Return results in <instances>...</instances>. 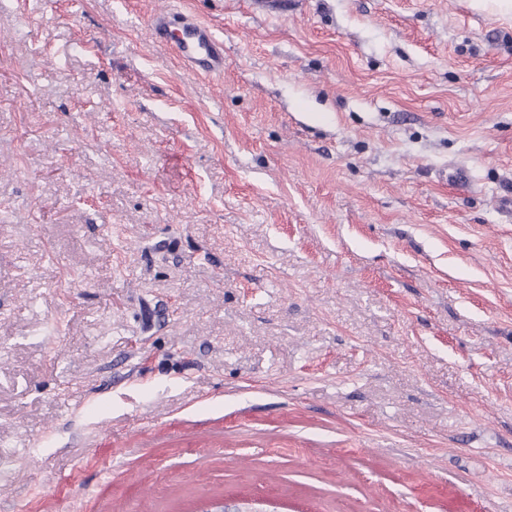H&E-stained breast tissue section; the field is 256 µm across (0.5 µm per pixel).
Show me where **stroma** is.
Segmentation results:
<instances>
[{"label":"stroma","instance_id":"stroma-1","mask_svg":"<svg viewBox=\"0 0 512 512\" xmlns=\"http://www.w3.org/2000/svg\"><path fill=\"white\" fill-rule=\"evenodd\" d=\"M245 500L512 512V12L0 0V512ZM172 15L167 11L155 13L150 20V32L156 43H173L179 59L203 74H224V45L211 29L196 19L182 15V25L171 27Z\"/></svg>","mask_w":512,"mask_h":512}]
</instances>
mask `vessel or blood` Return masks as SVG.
Masks as SVG:
<instances>
[{"label":"vessel or blood","mask_w":512,"mask_h":512,"mask_svg":"<svg viewBox=\"0 0 512 512\" xmlns=\"http://www.w3.org/2000/svg\"><path fill=\"white\" fill-rule=\"evenodd\" d=\"M169 12L155 13L150 20L154 42L173 43L179 59L203 74L220 76L224 73V45L211 29L192 17H184L180 28H172Z\"/></svg>","instance_id":"vessel-or-blood-1"}]
</instances>
